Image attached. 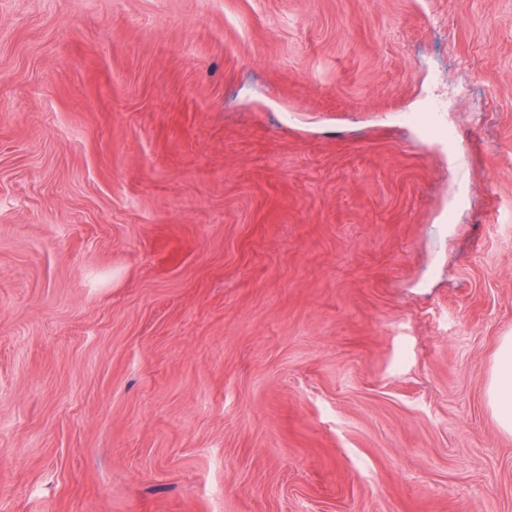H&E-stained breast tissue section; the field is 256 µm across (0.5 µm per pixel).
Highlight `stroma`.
<instances>
[{
	"label": "stroma",
	"instance_id": "1",
	"mask_svg": "<svg viewBox=\"0 0 512 512\" xmlns=\"http://www.w3.org/2000/svg\"><path fill=\"white\" fill-rule=\"evenodd\" d=\"M506 336L512 0H0V512H512ZM487 395L499 426L512 433V336L499 345Z\"/></svg>",
	"mask_w": 512,
	"mask_h": 512
}]
</instances>
